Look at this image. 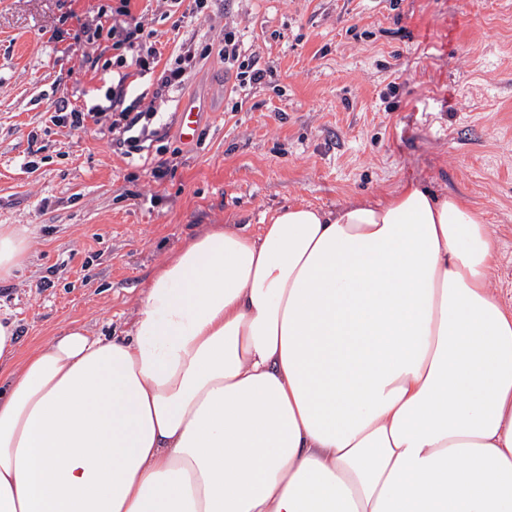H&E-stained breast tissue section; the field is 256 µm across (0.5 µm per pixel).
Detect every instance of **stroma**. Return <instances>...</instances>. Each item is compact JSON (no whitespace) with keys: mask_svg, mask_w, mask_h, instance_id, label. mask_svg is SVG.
<instances>
[{"mask_svg":"<svg viewBox=\"0 0 512 512\" xmlns=\"http://www.w3.org/2000/svg\"><path fill=\"white\" fill-rule=\"evenodd\" d=\"M118 5L0 0V224L25 225L30 248L0 281V312L21 351L74 322L121 335L160 263L211 225L253 231L287 205L379 202L408 184L482 214L493 285L512 305V0H133L162 62L197 57L164 99L125 81L169 127L151 149L178 153L159 181L113 152L106 125L52 121L105 104L113 39L78 33ZM228 30L259 56L260 87L235 91L219 55ZM186 98L203 108L191 144L178 131Z\"/></svg>","mask_w":512,"mask_h":512,"instance_id":"stroma-1","label":"stroma"}]
</instances>
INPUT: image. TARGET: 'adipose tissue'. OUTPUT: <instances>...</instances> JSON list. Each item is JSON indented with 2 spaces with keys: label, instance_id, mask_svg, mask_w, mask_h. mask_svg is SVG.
Masks as SVG:
<instances>
[{
  "label": "adipose tissue",
  "instance_id": "1",
  "mask_svg": "<svg viewBox=\"0 0 512 512\" xmlns=\"http://www.w3.org/2000/svg\"><path fill=\"white\" fill-rule=\"evenodd\" d=\"M28 259L0 225V281ZM460 197L409 185L215 226L129 330L20 354L0 512H512V309Z\"/></svg>",
  "mask_w": 512,
  "mask_h": 512
}]
</instances>
